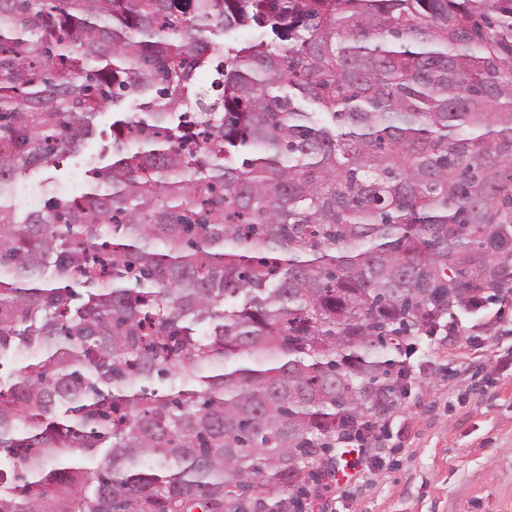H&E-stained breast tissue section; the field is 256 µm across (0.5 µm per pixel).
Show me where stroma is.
<instances>
[{"mask_svg": "<svg viewBox=\"0 0 512 512\" xmlns=\"http://www.w3.org/2000/svg\"><path fill=\"white\" fill-rule=\"evenodd\" d=\"M101 146L93 138L19 179L14 209H41L48 185L81 195ZM416 344L411 392L381 422L380 448L360 460L349 492L315 486L309 501L331 512H512V289Z\"/></svg>", "mask_w": 512, "mask_h": 512, "instance_id": "stroma-1", "label": "stroma"}]
</instances>
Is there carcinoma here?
<instances>
[{"mask_svg": "<svg viewBox=\"0 0 512 512\" xmlns=\"http://www.w3.org/2000/svg\"><path fill=\"white\" fill-rule=\"evenodd\" d=\"M510 282L512 0H0V512H285ZM102 144L97 136L89 140L80 151L64 156L58 167L50 166L19 179L11 200L13 208L19 214L41 209L46 199L44 185L47 182L56 194L58 190L69 194V197L81 195L89 179V171L94 166L93 159Z\"/></svg>", "mask_w": 512, "mask_h": 512, "instance_id": "carcinoma-1", "label": "carcinoma"}]
</instances>
